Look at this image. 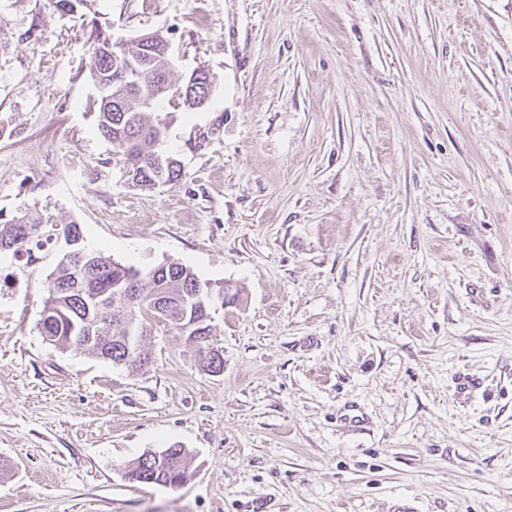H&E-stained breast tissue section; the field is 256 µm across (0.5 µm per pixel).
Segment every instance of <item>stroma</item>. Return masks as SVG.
Returning <instances> with one entry per match:
<instances>
[{
    "mask_svg": "<svg viewBox=\"0 0 512 512\" xmlns=\"http://www.w3.org/2000/svg\"><path fill=\"white\" fill-rule=\"evenodd\" d=\"M97 26L214 77L155 110L175 184L97 131ZM26 208L244 298L220 373L164 325L132 372L41 336L61 243L1 256L0 512H512V0H0V223ZM174 444L181 486L126 477ZM199 69L193 71L178 90V94L181 97L179 98L181 100L185 99L187 102L195 103L194 107L204 105L208 101L211 94L210 78L205 72ZM202 70H205L210 75L213 83V77L210 72L206 69ZM180 104L188 109H194L191 106H186L183 104V100L180 102Z\"/></svg>",
    "mask_w": 512,
    "mask_h": 512,
    "instance_id": "stroma-1",
    "label": "stroma"
}]
</instances>
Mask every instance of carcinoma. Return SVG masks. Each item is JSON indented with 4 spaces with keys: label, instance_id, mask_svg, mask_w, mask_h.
<instances>
[{
    "label": "carcinoma",
    "instance_id": "carcinoma-1",
    "mask_svg": "<svg viewBox=\"0 0 512 512\" xmlns=\"http://www.w3.org/2000/svg\"><path fill=\"white\" fill-rule=\"evenodd\" d=\"M112 69V55L91 52L89 74H105ZM111 95L125 100V111H112V101L98 100L97 129L100 135L114 145L121 154L124 166H137L140 178L136 185L153 188L156 183L172 184L182 176V167H161L158 158L167 156L158 141L161 123L174 119L171 112L162 118L152 116L138 104V98L129 96L123 87L111 90ZM75 241L74 249H82L78 224H57L50 218L24 210L6 224H0V253L18 252L25 245L40 247L44 241L68 239ZM93 263L79 277L57 265L47 276L45 299L40 319V334L52 345L63 350L87 353L110 362L126 357L125 349L113 341L119 334L113 314L123 307L129 281H135L140 306L137 320L147 321L161 310L167 314L165 322L193 339L198 347L201 364L212 363L209 342L196 333L211 329L210 321H201L190 293L197 285L205 284L194 270L178 261L163 267H139L107 259L99 253H90ZM164 456L150 459L139 457L127 466L132 480L163 487H178L187 478V452L179 445L162 450Z\"/></svg>",
    "mask_w": 512,
    "mask_h": 512
}]
</instances>
